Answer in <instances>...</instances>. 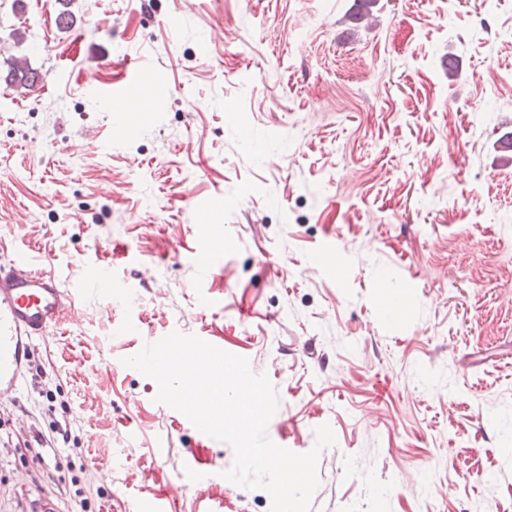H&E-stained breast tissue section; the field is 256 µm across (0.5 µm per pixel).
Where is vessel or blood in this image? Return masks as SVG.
Masks as SVG:
<instances>
[{
    "mask_svg": "<svg viewBox=\"0 0 512 512\" xmlns=\"http://www.w3.org/2000/svg\"><path fill=\"white\" fill-rule=\"evenodd\" d=\"M74 314L70 295L53 275L28 261L0 264V400L20 392L32 340Z\"/></svg>",
    "mask_w": 512,
    "mask_h": 512,
    "instance_id": "obj_1",
    "label": "vessel or blood"
}]
</instances>
